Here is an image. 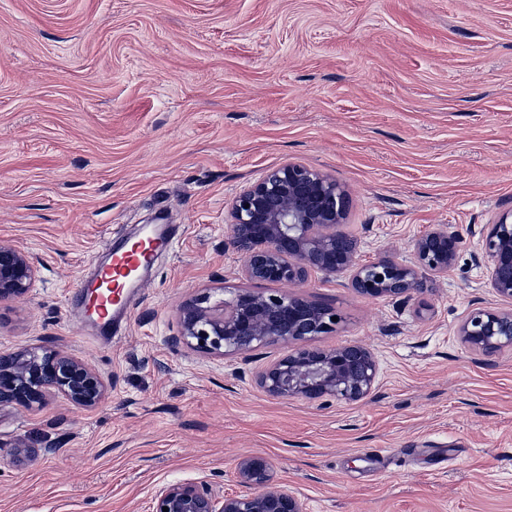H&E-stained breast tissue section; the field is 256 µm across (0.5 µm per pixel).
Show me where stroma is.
<instances>
[{
    "label": "stroma",
    "instance_id": "stroma-1",
    "mask_svg": "<svg viewBox=\"0 0 512 512\" xmlns=\"http://www.w3.org/2000/svg\"><path fill=\"white\" fill-rule=\"evenodd\" d=\"M290 162L345 188L361 260L443 227L457 264L398 298L346 273L246 280L228 205ZM510 210L512 0H0V245L36 270L0 301V357L51 348L107 384L91 409L0 404V512H151L177 482L220 498L244 454L307 512H512V345L457 335L505 305L480 253ZM161 213L176 245L103 344L76 284ZM240 290L336 312L308 345L372 350L374 390L278 399L257 374L284 345H172L186 300Z\"/></svg>",
    "mask_w": 512,
    "mask_h": 512
}]
</instances>
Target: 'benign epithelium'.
<instances>
[{"label": "benign epithelium", "mask_w": 512, "mask_h": 512, "mask_svg": "<svg viewBox=\"0 0 512 512\" xmlns=\"http://www.w3.org/2000/svg\"><path fill=\"white\" fill-rule=\"evenodd\" d=\"M348 195L336 180L290 163L268 172L240 191L229 210L230 244L245 257L244 275L255 281L304 284L311 273L351 272V286L369 297H399L419 290L422 276L446 274L456 263L463 237L437 228L416 240L413 260L359 259L357 246L338 247L336 225L344 223ZM488 260V285L497 296L512 299V212L487 225L482 239ZM35 278L28 256L0 246V300L27 293ZM336 313L301 294L282 296L241 291L217 304L200 295L181 311L179 341L206 353L244 354L259 345L308 341L333 329ZM467 347L493 353L512 345V309L479 307L458 328ZM379 374L373 352L360 345L321 350L296 348L267 366L259 384L272 397L354 402L370 394ZM55 388L75 405L96 407L106 392L103 379L85 363L45 350L19 352L0 364V402L39 404ZM234 475L246 493L216 500L192 483L166 487L153 512H305L301 500L272 484V464L264 456L242 455Z\"/></svg>", "instance_id": "benign-epithelium-1"}]
</instances>
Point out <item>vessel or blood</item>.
Returning <instances> with one entry per match:
<instances>
[{
    "label": "vessel or blood",
    "mask_w": 512,
    "mask_h": 512,
    "mask_svg": "<svg viewBox=\"0 0 512 512\" xmlns=\"http://www.w3.org/2000/svg\"><path fill=\"white\" fill-rule=\"evenodd\" d=\"M174 239L170 225L147 228L137 241L110 244L106 263L81 279L79 292L88 297L91 318L103 339H111L113 328L125 317L129 289L153 268L160 254L170 251Z\"/></svg>",
    "instance_id": "obj_1"
}]
</instances>
